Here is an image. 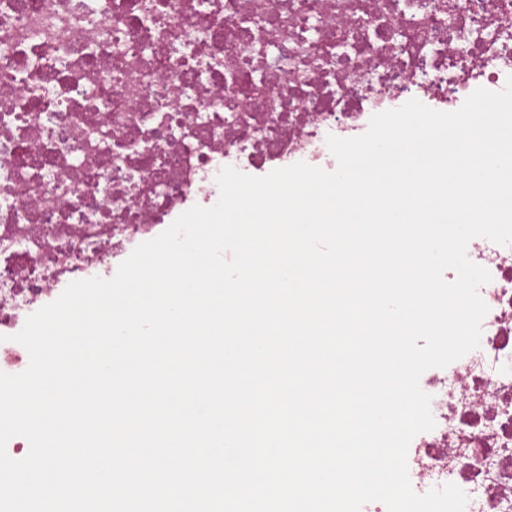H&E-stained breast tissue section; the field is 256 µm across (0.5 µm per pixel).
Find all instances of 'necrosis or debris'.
I'll return each instance as SVG.
<instances>
[{
  "mask_svg": "<svg viewBox=\"0 0 512 512\" xmlns=\"http://www.w3.org/2000/svg\"><path fill=\"white\" fill-rule=\"evenodd\" d=\"M512 75V0H0V372L66 286L219 199L232 166L334 171L326 139L410 99L444 112ZM491 280L478 348L423 373L433 430L410 482L512 512V244L472 239Z\"/></svg>",
  "mask_w": 512,
  "mask_h": 512,
  "instance_id": "1",
  "label": "necrosis or debris"
}]
</instances>
